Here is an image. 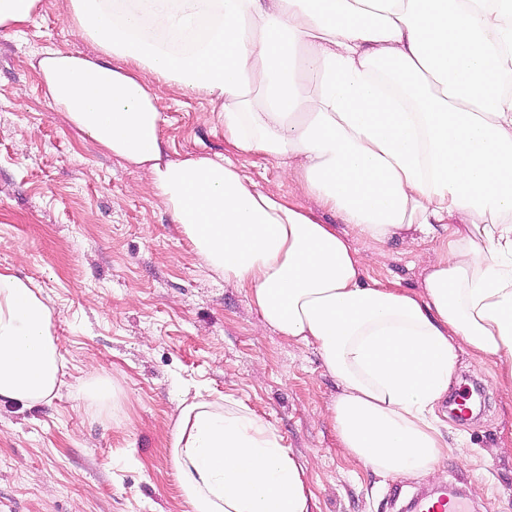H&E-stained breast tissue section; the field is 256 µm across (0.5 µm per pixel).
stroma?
I'll list each match as a JSON object with an SVG mask.
<instances>
[{
    "instance_id": "35a3bbf8",
    "label": "stroma",
    "mask_w": 512,
    "mask_h": 512,
    "mask_svg": "<svg viewBox=\"0 0 512 512\" xmlns=\"http://www.w3.org/2000/svg\"><path fill=\"white\" fill-rule=\"evenodd\" d=\"M58 49L98 56L60 16L56 0L23 27L0 30V270L32 281L53 311L64 385L51 402L0 406V512H186L169 453L171 418L185 390L225 395L269 421L306 463L312 512H406L433 491L412 475H382L339 448L332 407L338 379L313 346L258 327L247 291L215 276L155 189L78 132L35 69ZM168 158H232L261 190L316 209L274 160L234 154L207 99L164 91ZM432 224L415 245L353 235L364 276L419 290L448 245ZM120 390L96 412L79 390L92 370ZM479 389L473 416L435 413L448 441L442 486L468 512H512V382L491 359L460 352L449 393Z\"/></svg>"
}]
</instances>
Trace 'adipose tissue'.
<instances>
[{
  "instance_id": "obj_1",
  "label": "adipose tissue",
  "mask_w": 512,
  "mask_h": 512,
  "mask_svg": "<svg viewBox=\"0 0 512 512\" xmlns=\"http://www.w3.org/2000/svg\"><path fill=\"white\" fill-rule=\"evenodd\" d=\"M108 67L36 70L67 120L142 175L259 326L315 346L343 386L339 446L375 471L443 477L433 420L461 351L512 380V0H56ZM206 97L236 152L275 160L343 228L231 160L163 156V92ZM261 107H254V98ZM452 225L422 292L366 281L350 232L414 245ZM64 359L40 288L0 272V403L56 396ZM170 455L188 512H311L273 425L182 395Z\"/></svg>"
}]
</instances>
